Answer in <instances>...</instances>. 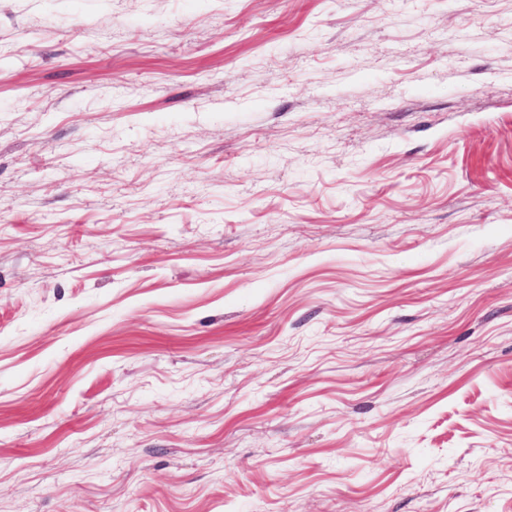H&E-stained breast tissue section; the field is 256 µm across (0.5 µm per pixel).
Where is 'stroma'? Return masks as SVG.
<instances>
[{"mask_svg": "<svg viewBox=\"0 0 512 512\" xmlns=\"http://www.w3.org/2000/svg\"><path fill=\"white\" fill-rule=\"evenodd\" d=\"M0 512H512V0H0Z\"/></svg>", "mask_w": 512, "mask_h": 512, "instance_id": "obj_1", "label": "stroma"}]
</instances>
